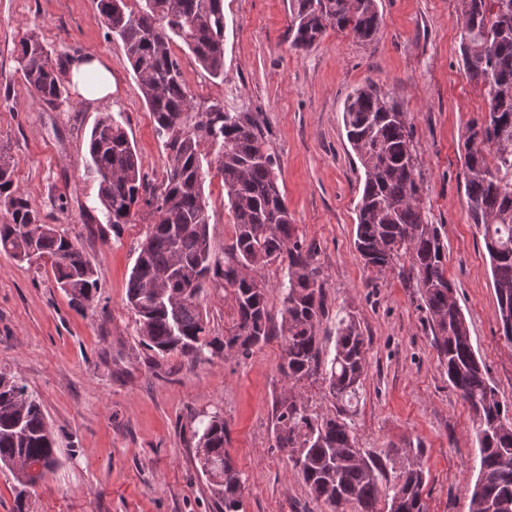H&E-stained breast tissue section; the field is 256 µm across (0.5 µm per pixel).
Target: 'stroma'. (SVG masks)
<instances>
[{"label":"stroma","instance_id":"stroma-1","mask_svg":"<svg viewBox=\"0 0 512 512\" xmlns=\"http://www.w3.org/2000/svg\"><path fill=\"white\" fill-rule=\"evenodd\" d=\"M382 24L359 42L327 28L312 48L293 47L296 0H224V75L213 78L183 45L174 50L199 101L248 115L275 162L293 224L314 253L324 289L319 338L333 355L336 327L354 316L368 368L351 407L360 447L380 458L384 483L400 469L395 450L414 449L426 474L427 512H468L479 461L469 408L448 383L421 300L396 271L368 269L354 245L363 170L343 126L356 88L374 83L407 114L418 154L423 205L440 225L447 274L484 373L512 407V343L502 336L489 257L472 223L464 156L473 125L488 111L484 89L462 65L458 0H377ZM36 33L53 53L99 59L112 93L72 95L47 109L31 101L16 48ZM123 112L149 180L160 183L167 154L132 67L108 37L98 0H0V145L30 204L76 237L96 269L94 300L75 308L50 261L0 254V369L22 378L41 404L59 464L18 496L0 469V512H222L199 470L196 415L220 412L226 448L242 475V512H325L275 446V410L295 390L311 415L331 412L323 381L290 386L275 336L248 354L213 362L142 345L127 282L152 221L98 226L87 208L98 184L84 170L88 133L103 112ZM215 246L230 242L232 212L219 176L204 184Z\"/></svg>","mask_w":512,"mask_h":512}]
</instances>
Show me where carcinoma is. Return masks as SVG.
<instances>
[{"instance_id":"cac0c4a2","label":"carcinoma","mask_w":512,"mask_h":512,"mask_svg":"<svg viewBox=\"0 0 512 512\" xmlns=\"http://www.w3.org/2000/svg\"><path fill=\"white\" fill-rule=\"evenodd\" d=\"M136 6H129V2ZM465 75L484 87L489 109L471 129L464 157L465 188L472 223L482 229L491 259L497 313L512 308V0H459ZM108 34L120 41L155 131L167 151L161 183L150 184L122 113L101 114L88 136L87 168L98 180L99 223L131 224L140 209L153 216L132 268L127 302L136 315L142 344L160 356L180 353L211 362L243 354L273 335L267 286L261 270L278 264L281 283L280 336L289 381L322 379L340 408L313 417L290 392L279 402L275 447L290 449L312 497L328 512H427L422 498L425 471L406 459L397 482L382 494L381 467L358 448L347 407L357 399L367 369L366 342L354 318L340 319L333 357L322 359L319 328L325 316L323 285L311 248L295 234L278 186L271 155L246 115L224 111L220 102H195L178 57L183 43L214 78L224 75V0H99ZM381 24L377 0H298L292 45L312 47L327 27L370 40ZM491 42V50L480 48ZM16 61L33 102L58 108L69 100L67 65L35 33L23 37ZM347 140L363 168L357 205L355 247L368 268L393 269L410 262L433 344L448 382L472 419L479 475L469 512H512V409L485 378L464 314L448 279V253L440 227L422 207L418 159L406 113L371 85L356 89L344 108ZM217 144L215 160L202 147ZM216 170L234 216L231 243L217 249L203 185ZM0 254L20 262L50 260L56 283L70 300L91 302L98 273L67 231L46 223L18 190L10 151L0 146ZM232 294L235 318L224 337L209 334L201 303L205 288ZM202 474L224 512L242 509V477L225 445L224 417L209 415L193 432ZM56 439L39 402L23 380L0 371V467L24 495L52 472ZM38 463L34 474L28 465Z\"/></svg>"}]
</instances>
